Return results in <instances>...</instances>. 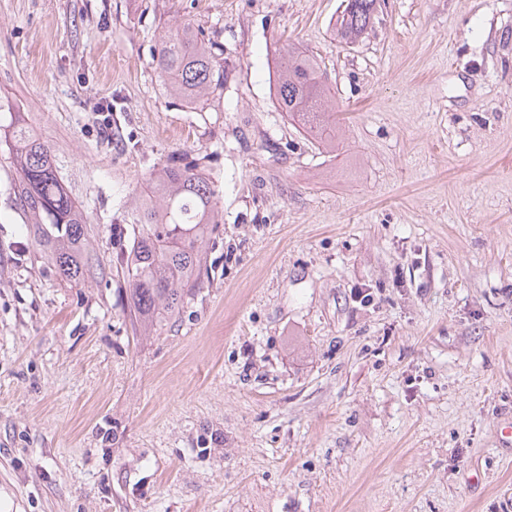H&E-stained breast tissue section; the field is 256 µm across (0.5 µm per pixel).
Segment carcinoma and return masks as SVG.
<instances>
[{
  "label": "carcinoma",
  "mask_w": 512,
  "mask_h": 512,
  "mask_svg": "<svg viewBox=\"0 0 512 512\" xmlns=\"http://www.w3.org/2000/svg\"><path fill=\"white\" fill-rule=\"evenodd\" d=\"M376 0H347L334 25L352 44L366 32ZM224 47L189 22L158 35L156 69L168 90L202 105L224 88ZM275 101L315 141L336 147V112L317 59L293 43L279 48ZM0 132L16 172L17 195L28 224L27 241L64 281L79 283L93 269L89 223L58 177L51 145L23 119L20 105L0 96ZM218 192L198 159L184 154L153 179L133 213L132 237L115 233L125 266L130 313L148 336L175 318L185 297L203 284L205 254L215 230Z\"/></svg>",
  "instance_id": "cac0c4a2"
}]
</instances>
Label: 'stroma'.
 <instances>
[{"label": "stroma", "instance_id": "1", "mask_svg": "<svg viewBox=\"0 0 512 512\" xmlns=\"http://www.w3.org/2000/svg\"><path fill=\"white\" fill-rule=\"evenodd\" d=\"M0 0L19 102L98 226L71 285L27 236L0 150V512H512V0ZM224 46L198 110L156 34ZM313 54L336 149L278 108ZM110 126H103V117ZM219 192L204 286L136 336L109 227L151 173ZM376 0H347V5L334 25L336 39L352 44L366 32L376 10Z\"/></svg>", "mask_w": 512, "mask_h": 512}]
</instances>
